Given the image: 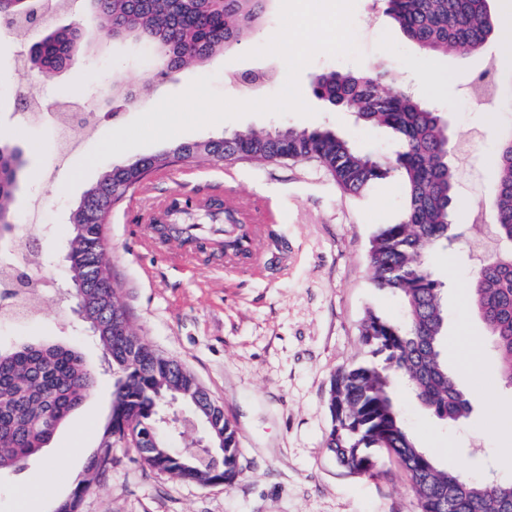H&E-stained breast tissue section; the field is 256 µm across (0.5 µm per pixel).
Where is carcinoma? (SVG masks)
<instances>
[{"mask_svg": "<svg viewBox=\"0 0 512 512\" xmlns=\"http://www.w3.org/2000/svg\"><path fill=\"white\" fill-rule=\"evenodd\" d=\"M270 0H192L190 15L177 19L171 0H153L147 12H135L126 0H66L55 8L46 0H0V20L29 29L40 22L46 51L25 60L46 73L59 72L78 54L115 39L133 38L161 51L177 70L187 63L205 64L216 53L250 36L264 22ZM79 9L98 19L92 28L75 23L56 29L60 15ZM384 13L416 49L427 55L462 49L478 53L496 34L489 0H384ZM314 90L329 109L348 110L360 124L382 126L399 143L391 157L381 158L355 147L330 128L286 127L274 132L247 129L222 139L177 144L148 157L130 159L105 171L87 189L69 215L65 261L70 294L83 322L95 334L117 379L112 415L101 440L131 421L144 432L156 427L158 396L182 392L202 413L222 418L221 407L198 394L191 374L140 343L139 359L127 363L133 332L112 335V321L128 322L107 259L105 229L112 199L124 201L142 170L160 172L170 158L212 156L220 160L271 161L311 158L319 162L350 195H362L390 177L405 190L401 220L380 224L368 249L374 287L396 294L406 310L405 324L373 311L360 327L370 360L340 368L331 384L326 438L336 462L347 472L364 475L366 458L383 450L408 473L423 512H512V482L448 483V471L419 447L404 424L392 394L394 376L407 379L415 398L438 419L457 422L472 408L442 357L447 314L441 284L429 264L431 254L450 246L449 230L458 202L456 173L448 164L445 116L404 89L391 64L374 61L363 71H330ZM105 102L128 100L119 78L100 87ZM26 160L10 144L0 143V230L14 224L12 203ZM497 183L493 233L497 249L476 265L471 303L499 356V381L512 387V133L502 137L491 166ZM98 373L78 350L32 341L0 350V472L24 471L39 457L57 429L95 392ZM224 426V482L240 475L237 433ZM142 465L202 484L210 471L185 474L171 448H139ZM112 466V449L97 448L76 487L87 489Z\"/></svg>", "mask_w": 512, "mask_h": 512, "instance_id": "cac0c4a2", "label": "carcinoma"}]
</instances>
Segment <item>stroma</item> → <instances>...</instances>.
I'll return each instance as SVG.
<instances>
[{"instance_id": "35a3bbf8", "label": "stroma", "mask_w": 512, "mask_h": 512, "mask_svg": "<svg viewBox=\"0 0 512 512\" xmlns=\"http://www.w3.org/2000/svg\"><path fill=\"white\" fill-rule=\"evenodd\" d=\"M281 0H270L264 25L246 41L227 49L208 65L183 66L166 78H153L151 51L129 41H111L77 57L53 78L22 68L30 38L0 29V141L21 146L27 164L14 200L18 238L40 228V264L27 273L45 285L41 311L29 319L0 320V346L21 340H46L79 349L102 369L104 358L67 296L69 282L60 246L67 217L84 192L112 165L128 157L163 152L158 142L99 163L72 189L64 185L82 159L109 132L148 111L164 97L182 93L196 78L213 76L220 95L246 100L235 74L269 70L273 78L261 97L277 94L286 66L277 56L251 57L279 27ZM359 59L320 54L302 70L300 92L314 109L296 114H249L185 131L173 142L192 144L240 129L330 126L360 149L392 155L396 140L385 129L355 123L351 113L328 110L313 91L317 75L361 71L387 59L401 83L445 113L457 148L449 160L456 169L458 199L454 250L437 251L430 263L445 282L448 312L444 359L467 395L472 413L449 424L425 410L406 382L392 391L419 447L443 469L480 480H512V390L498 379L494 344L481 333L468 303L474 266L482 242L471 234L473 215L493 218L495 183L491 163L499 138L512 128V65L503 60L512 48L491 40L483 53L452 51L428 75L426 58L383 11L382 0H355L353 13ZM498 62V92L488 109L474 107L464 85L488 59ZM120 76L135 90L133 104L112 112L95 91L101 74ZM36 98L43 111L74 105L85 112L87 130L61 139L44 122H26L18 112L17 92ZM134 203L114 207L106 238L112 274L134 333L157 354L179 361L211 398L223 405L235 427L241 474L232 486L199 485L141 465L135 449L112 447V468L83 497L80 512H419L410 479L399 463L381 457L375 476L352 475L337 465L327 447L330 382L340 367L368 360L359 341L367 310L403 321L399 298L374 288L367 265L369 240L381 224L397 219L403 198L398 179L364 197L345 194L334 178L311 160L233 165L198 157L150 177L136 190ZM178 198L190 204L189 221L211 223L209 203L237 209L257 200L270 212L277 241L260 235L255 251L260 266L250 272L225 269L219 252L176 263L179 246L159 241L142 221L145 210ZM114 375L104 373L98 389L55 433L42 455L53 463L48 487L31 493L29 512H54L71 494L88 457L98 447L112 414Z\"/></svg>"}]
</instances>
